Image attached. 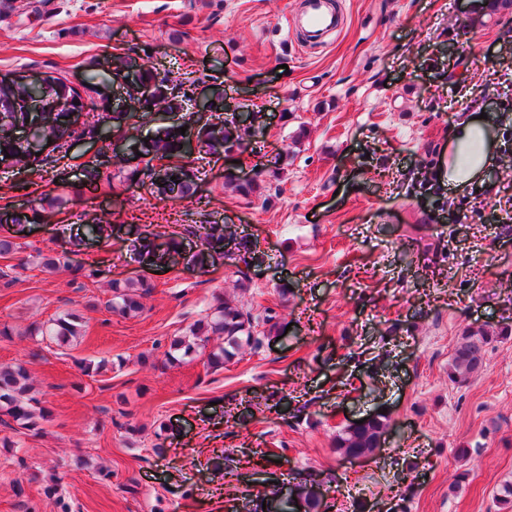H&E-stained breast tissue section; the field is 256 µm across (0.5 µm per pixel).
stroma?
Returning <instances> with one entry per match:
<instances>
[{
  "instance_id": "stroma-1",
  "label": "stroma",
  "mask_w": 512,
  "mask_h": 512,
  "mask_svg": "<svg viewBox=\"0 0 512 512\" xmlns=\"http://www.w3.org/2000/svg\"><path fill=\"white\" fill-rule=\"evenodd\" d=\"M335 7L342 28L313 41L287 25L300 0H0V79L58 78L83 110L68 145L0 165V214L43 206L24 230L0 222L16 244L0 254V366L23 363L48 410L34 429L0 427V512H274L301 482L324 512H497L512 481V12ZM123 54L193 124L252 115L235 158L178 157L192 197L133 174L131 139L168 120L113 126L134 108L108 65ZM203 88L223 90V112H194ZM483 114L500 161L452 190L450 140ZM253 177L260 192L243 195ZM213 221L256 261L156 273L120 231ZM61 255L70 267H44ZM141 278L140 310L108 311ZM221 300L250 314L252 341L221 365L220 336L171 350ZM68 313L81 335L45 336ZM469 332L490 341L457 385ZM380 413L382 446L344 455L347 426ZM489 336L466 334L457 344L451 367L448 371V379L460 384L467 381L470 374L479 370L482 365V347Z\"/></svg>"
}]
</instances>
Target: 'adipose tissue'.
<instances>
[{
	"mask_svg": "<svg viewBox=\"0 0 512 512\" xmlns=\"http://www.w3.org/2000/svg\"><path fill=\"white\" fill-rule=\"evenodd\" d=\"M490 122L470 120L461 135L455 136L454 147L448 157V184L461 188L481 176L495 161V148L489 135Z\"/></svg>",
	"mask_w": 512,
	"mask_h": 512,
	"instance_id": "ef3b65f1",
	"label": "adipose tissue"
}]
</instances>
